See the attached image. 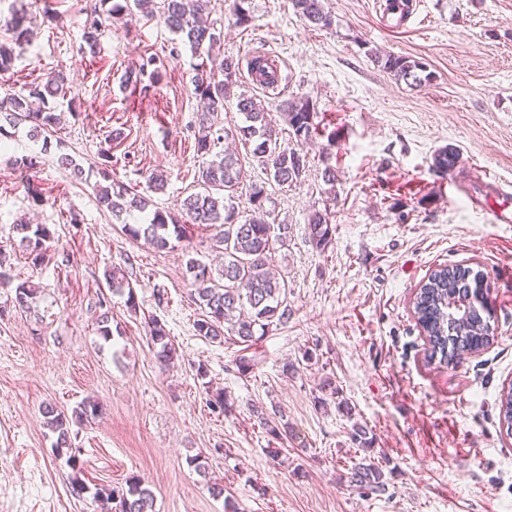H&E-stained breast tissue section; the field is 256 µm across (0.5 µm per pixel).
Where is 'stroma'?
Returning a JSON list of instances; mask_svg holds the SVG:
<instances>
[{
  "label": "stroma",
  "instance_id": "1",
  "mask_svg": "<svg viewBox=\"0 0 512 512\" xmlns=\"http://www.w3.org/2000/svg\"><path fill=\"white\" fill-rule=\"evenodd\" d=\"M412 2L396 28L378 0H326L333 24L319 29L290 0H249L245 29L235 24L234 0H211L219 53L240 61L224 127L241 124L236 103L246 94L262 101L287 143L284 101L303 95L317 107L305 177L269 188V210L291 227L271 256L291 315L245 349L195 330L200 309L185 262L220 265L212 229L193 228L160 251L128 239L95 199L107 143L113 180L154 207L174 209L197 192L200 105L189 48L159 17L135 11L107 19L90 56L79 50L86 0H0V27L18 9L38 27L0 73V99L61 71L74 110L50 150L22 129L0 148V255L11 276L0 287V512H105L92 486L133 475L152 491L156 512H512V436L498 419L500 390L512 382V223L483 213L499 187L512 186V0ZM376 49L423 62L431 81L396 79L374 63ZM259 55L276 67V87L252 76ZM150 56L156 70L128 81ZM448 146L464 166L446 175L433 158ZM61 154L81 177L58 166ZM23 155L40 158L42 204L13 166ZM328 166L332 185L323 180ZM154 173L166 176L164 192L151 187ZM316 211L333 228L321 249L307 235ZM23 221L52 231L50 260L33 263L17 247L13 226ZM63 253L69 265L60 270L53 258ZM448 264L487 274L495 340L444 365L425 359L412 298ZM114 267L132 285L136 310L109 290ZM25 281L41 291L32 313L7 304ZM105 311L109 342L98 331ZM154 317L177 350L166 367L150 340ZM242 357L252 362L245 372ZM220 390L231 413L209 405ZM88 397L103 410L71 427L77 475L56 455L42 409L51 403L68 414ZM255 405L289 424L293 439L268 435ZM356 423L368 446L352 441ZM196 455L205 473L191 466ZM364 458L381 467L385 493L351 485V467ZM77 476L87 493H74ZM216 487L223 495H213Z\"/></svg>",
  "mask_w": 512,
  "mask_h": 512
}]
</instances>
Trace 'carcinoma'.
I'll return each instance as SVG.
<instances>
[{"label": "carcinoma", "instance_id": "cac0c4a2", "mask_svg": "<svg viewBox=\"0 0 512 512\" xmlns=\"http://www.w3.org/2000/svg\"><path fill=\"white\" fill-rule=\"evenodd\" d=\"M109 0H94L84 23L82 52L96 53L101 35L102 6ZM211 0H160L159 12L164 23L178 40L189 47L192 56L198 59L193 65L192 82L195 94L203 103L198 113L195 144L198 152L207 154L218 129V116L224 111V102L231 87L236 85L240 71L239 61L232 57L222 59V75L208 65L214 47L220 41L221 32L209 21ZM296 12L309 23L321 28L332 25L331 14L326 11L324 0H292ZM145 0H124L114 3L105 12L118 15L135 6L143 8ZM11 40L0 42V73L9 70L15 59L13 46L21 47L31 42L34 36L31 19L24 13H13L7 23ZM374 62L398 80L419 86L431 79L426 66L407 56L374 54ZM252 71L259 74L260 82L275 86L278 74L273 66L260 56L251 62ZM67 77L57 73L28 89V94L0 100V136L7 128L15 129L29 125L32 138L43 137V146L50 144L49 135L64 121V112L55 102L67 94ZM236 107L243 115L242 124L228 134L237 138L247 148L249 163L257 165L266 175V180L251 185L249 201L255 218L239 220V212L233 204L234 194L241 183L242 160L234 152H226L205 163L198 170L197 185L200 191L191 193L179 202L181 218L171 212L156 209L145 221L137 220L123 224L125 235L137 241H149L156 249H172L184 238L187 227L205 225L216 229V247L224 252V266L213 270L205 262L191 256L185 264V272L194 286V302L201 310L195 328L198 335L212 340L224 338V321L238 314L232 324L236 343L245 346L256 341V329L263 331L275 324L288 322L286 284L272 272L269 262L270 245L274 241L282 244L288 240L290 227L266 220L270 212L265 202L270 200L265 185L291 186L298 183L308 171L307 155L300 145L317 133L314 122L315 106L308 97L299 96L289 100L285 106L296 144L291 147L278 142V132L269 113L257 98L241 95ZM15 168L26 179L33 199L43 201V195L35 183L40 167L39 157L23 156L13 161ZM103 182L95 185V193L101 207L116 218L143 213L149 201L131 194L123 184L114 182L106 170H101ZM19 245L34 259L47 255L51 231L43 224L20 223L14 225ZM332 227L320 212L309 218L308 235L317 248L327 245ZM112 292L127 295L126 305L137 308L132 286L122 269L112 268L107 275ZM39 289L25 282L15 287L14 306L31 312L38 303ZM484 275L461 265H444L432 270L418 288L412 300L414 317L423 332L427 358L439 362L454 363L474 354L479 348H487L494 339L491 325L493 309L485 296ZM455 299L465 306L466 319L456 323L448 319L445 302ZM150 338L160 346L157 358L165 365L172 360L176 349L170 342L165 324L158 318L150 319ZM100 412L95 401H84L67 416L49 405L43 414L47 428L57 435L55 451L60 453L68 445L71 423H82ZM500 422L512 429V388L500 395ZM351 479L359 489L378 493L385 491L383 471L375 464L358 462L352 467ZM94 496L104 497L115 503L114 512H154V497L141 478L133 475L126 479L125 487L110 491L95 488Z\"/></svg>", "mask_w": 512, "mask_h": 512}]
</instances>
